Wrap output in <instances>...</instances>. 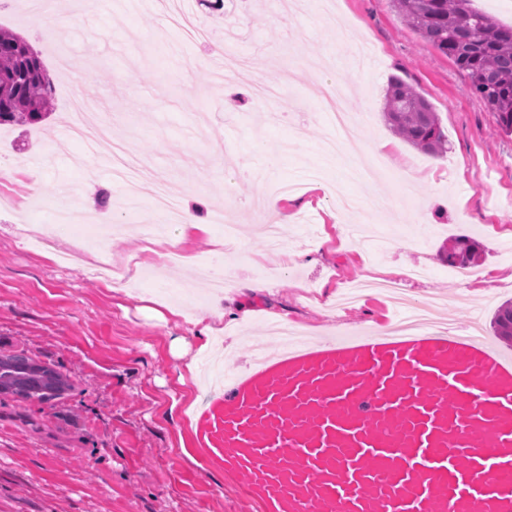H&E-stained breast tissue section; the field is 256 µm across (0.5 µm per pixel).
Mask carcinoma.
<instances>
[{
    "instance_id": "cac0c4a2",
    "label": "carcinoma",
    "mask_w": 512,
    "mask_h": 512,
    "mask_svg": "<svg viewBox=\"0 0 512 512\" xmlns=\"http://www.w3.org/2000/svg\"><path fill=\"white\" fill-rule=\"evenodd\" d=\"M399 17L466 72L471 90L496 115L498 134L512 136V27L497 25L471 0H392ZM52 94L44 62L22 38L0 30V124L37 123ZM384 119L412 147L433 155L448 150L429 102L400 78L390 80ZM475 242L461 238L448 248V264L467 267ZM495 334L512 343V302L498 309Z\"/></svg>"
}]
</instances>
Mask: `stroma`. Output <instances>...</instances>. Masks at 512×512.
<instances>
[{"instance_id": "1", "label": "stroma", "mask_w": 512, "mask_h": 512, "mask_svg": "<svg viewBox=\"0 0 512 512\" xmlns=\"http://www.w3.org/2000/svg\"><path fill=\"white\" fill-rule=\"evenodd\" d=\"M77 2H68L74 22L61 45L42 40L25 8L0 11V29L40 53L53 87L48 120L0 125V352L24 354L72 384L45 402L0 393V512H263L207 446L212 389L178 382L201 354L186 320L214 294L205 270L223 224L248 236L230 258L225 305L242 301L238 282L264 281L271 289L247 320L220 332L235 347L225 367L250 360L251 336L265 335L269 351L279 349L269 334L274 311L287 314L301 334L387 328L403 311L380 295L324 308L349 282L372 278L397 280L410 298L434 302L453 332L479 324L487 342L505 350L493 316L512 299V136L496 134V117L466 74L402 22L392 0H245L219 10L199 0L148 8L123 0L93 15L79 13ZM176 7L265 83L289 77L283 97L258 105L250 81L227 86L214 81L213 68L193 66L203 44L168 22ZM282 13L292 21L286 32L275 22ZM62 51L90 67L91 76L65 74ZM394 76L437 113L448 137L443 155L415 149L385 124L384 96ZM326 81L348 87L362 145L389 141L387 154L364 155L374 177L346 180L341 163L323 153L333 132L320 98ZM87 95L98 100L108 125L93 152L63 135L72 100ZM116 143L129 144L132 161L172 191L210 201V240L185 245L183 259L165 274L142 262L147 243L135 227L153 213L146 203L126 209V182L113 177ZM264 149L281 156L266 175L265 194L283 182L297 186L276 212L259 209L249 181L225 182L240 159L260 165ZM316 171L358 201L377 193L394 204L358 224L327 194L311 190ZM36 177L48 188H79L87 213L128 225L106 248L115 268L137 265L123 292L107 288L91 264L64 266L27 248L22 225L62 219L30 195ZM269 222L281 224L289 251L321 244L317 262L287 263L269 253L260 233ZM458 236L479 245L465 284L450 276L444 255ZM175 400L184 411L172 422L166 413Z\"/></svg>"}]
</instances>
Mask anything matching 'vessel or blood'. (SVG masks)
I'll return each instance as SVG.
<instances>
[{"label": "vessel or blood", "mask_w": 512, "mask_h": 512, "mask_svg": "<svg viewBox=\"0 0 512 512\" xmlns=\"http://www.w3.org/2000/svg\"><path fill=\"white\" fill-rule=\"evenodd\" d=\"M211 446L263 512H512V357L430 329L231 373Z\"/></svg>", "instance_id": "b4317fda"}]
</instances>
